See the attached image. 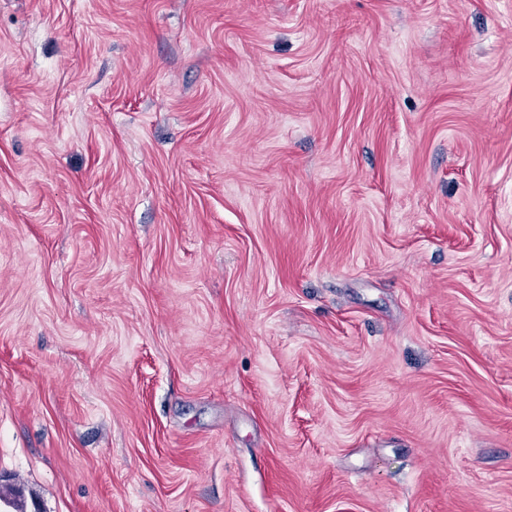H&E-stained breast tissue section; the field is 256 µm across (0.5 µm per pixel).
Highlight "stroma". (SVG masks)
I'll return each mask as SVG.
<instances>
[{
	"label": "stroma",
	"mask_w": 512,
	"mask_h": 512,
	"mask_svg": "<svg viewBox=\"0 0 512 512\" xmlns=\"http://www.w3.org/2000/svg\"><path fill=\"white\" fill-rule=\"evenodd\" d=\"M15 487L512 512V0H0Z\"/></svg>",
	"instance_id": "stroma-1"
}]
</instances>
